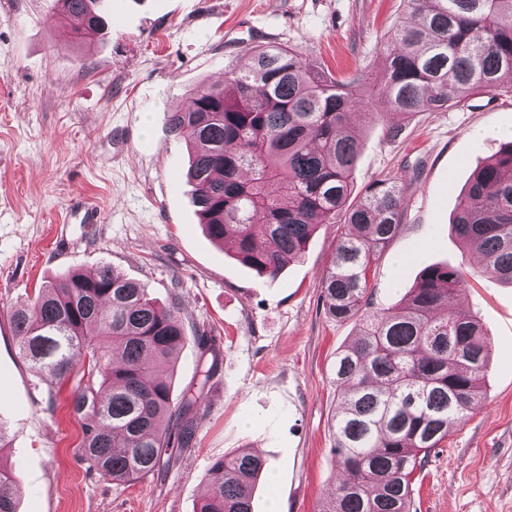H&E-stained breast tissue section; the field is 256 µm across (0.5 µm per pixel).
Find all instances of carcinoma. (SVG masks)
<instances>
[{
    "mask_svg": "<svg viewBox=\"0 0 512 512\" xmlns=\"http://www.w3.org/2000/svg\"><path fill=\"white\" fill-rule=\"evenodd\" d=\"M106 0H57L79 15L80 38L108 27ZM417 22L393 28L376 76L335 78L287 46H252L247 63L227 65L192 92L186 110L168 112L171 133L191 145L188 178L201 224L229 243L244 265L271 278L299 260L315 231L341 222L332 267L322 279L328 314L359 317V337L336 354L342 388L332 424L341 477L322 512H411L415 474L456 423L484 398L490 348L479 321L457 309L462 267L422 271L399 310L372 309L369 272L402 218L397 181L379 180L354 195L362 150L353 111L377 85L389 111L438 112L479 94L512 92V0H406ZM482 272L512 284V141L472 173L452 224ZM21 356L55 387L88 369L72 408L90 418L83 460L116 483L138 482L160 468L172 421L181 445L186 419L210 376L186 387L179 404L159 375L200 337L163 309L141 284L103 264L73 270L11 312ZM262 457L240 451L214 462L197 512H253Z\"/></svg>",
    "mask_w": 512,
    "mask_h": 512,
    "instance_id": "1",
    "label": "carcinoma"
}]
</instances>
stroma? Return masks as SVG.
Wrapping results in <instances>:
<instances>
[{"label":"stroma","instance_id":"35a3bbf8","mask_svg":"<svg viewBox=\"0 0 512 512\" xmlns=\"http://www.w3.org/2000/svg\"><path fill=\"white\" fill-rule=\"evenodd\" d=\"M112 23L87 43L54 0H0V464L18 512H196L221 458L248 449L267 475L253 512H320L336 484L332 423L341 402L332 368L358 322L326 311L321 281L341 225L316 231L301 261L276 279L243 266L206 234L186 180L190 150L167 112L217 81L245 48L279 43L342 77L380 63L386 33L408 21L404 0H111ZM397 140L364 126L356 193L378 179L403 187V220L370 274L374 302L400 307L430 265L468 273L457 305L480 319L492 348L484 401L456 424L413 485V512H512V287L480 274L451 233L456 198L512 129V92L483 94L413 119ZM102 211L69 224L71 204ZM107 263L142 283L186 329L172 395L212 365L191 412L189 445L167 463L116 484L90 472L80 443L89 419L70 402L69 379L51 394L19 352L12 308L64 273Z\"/></svg>","mask_w":512,"mask_h":512}]
</instances>
